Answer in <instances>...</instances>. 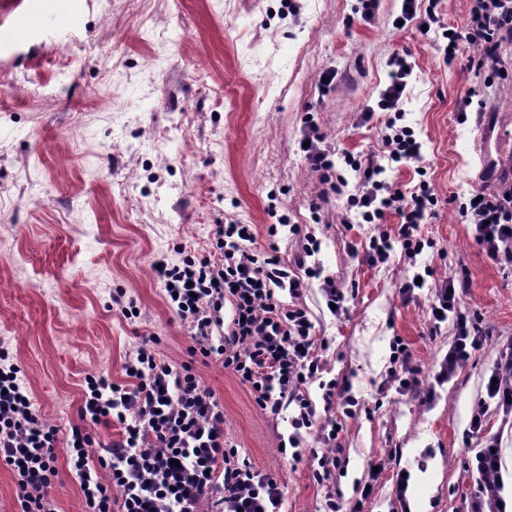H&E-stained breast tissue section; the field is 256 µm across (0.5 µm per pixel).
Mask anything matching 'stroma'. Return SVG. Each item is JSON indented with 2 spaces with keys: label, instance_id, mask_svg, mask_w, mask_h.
Masks as SVG:
<instances>
[{
  "label": "stroma",
  "instance_id": "stroma-1",
  "mask_svg": "<svg viewBox=\"0 0 512 512\" xmlns=\"http://www.w3.org/2000/svg\"><path fill=\"white\" fill-rule=\"evenodd\" d=\"M358 0H0V28L26 27L0 42V347L16 363L47 422L57 430V512H86L67 446L89 377L125 382L141 337L156 357L192 364L224 410V437L283 487L281 512H324L328 490L359 512H393L392 474L408 471L410 512H468L480 449L464 431L512 341V276L503 274L461 223L458 205L480 190L478 118L456 119V102L476 83L467 66L477 48L446 64L435 33L398 27L401 0H379L371 21ZM57 22L41 25L38 13ZM407 55L413 75L403 100L406 123L422 144L418 162L388 169L390 181H417L439 198L420 231L432 242L408 263L370 265L349 242L368 243L374 224L346 222L342 196L313 221L326 186L299 148L306 119L336 153L382 154L385 117L375 107L389 82L388 62ZM335 71L331 86L322 77ZM321 242L317 258L347 309L332 316L320 282L303 302L327 337L324 379L348 381L357 404L330 414L341 424L346 465L328 485L312 463H288L272 421L246 385L212 362L191 361L190 330L165 302L153 263L181 253L209 256L216 225H251L255 248L292 260L302 238L268 225L279 217ZM431 267L435 281L467 275L461 308L492 335L428 403L386 387L391 344L403 339L425 379L448 351L453 325L428 334L429 288L404 300L399 289ZM123 291L137 313L112 301ZM385 471L369 499L359 486L370 467Z\"/></svg>",
  "mask_w": 512,
  "mask_h": 512
}]
</instances>
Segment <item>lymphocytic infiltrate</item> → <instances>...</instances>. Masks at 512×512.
I'll use <instances>...</instances> for the list:
<instances>
[{
  "label": "lymphocytic infiltrate",
  "instance_id": "1",
  "mask_svg": "<svg viewBox=\"0 0 512 512\" xmlns=\"http://www.w3.org/2000/svg\"><path fill=\"white\" fill-rule=\"evenodd\" d=\"M466 27L452 30L438 47L445 63L456 60L461 44L477 47L468 66L478 80L461 98L458 122H466L469 110L484 111L482 91L512 75L502 49L512 42V0H472ZM389 83L379 94L376 110L386 114L383 138L385 160L372 153L343 154L321 148L316 126H309L306 156L331 192L346 187V171L359 181L346 205L365 224L382 225L370 239V263H386L394 250L415 261L428 247L420 226L433 217L439 199L427 180L401 189L386 177L387 164L403 165L421 155L414 129L406 125L402 89L410 73L408 61L394 55ZM398 223L385 229L388 214ZM463 221L472 224L474 239L486 256L512 274V190L486 193L481 199L460 204ZM250 225L230 223L215 228V255L197 258L184 255L179 262H161L156 273L171 309L191 329L190 363L174 368L156 358L153 339L142 340L134 358L125 365L126 382L105 378L87 381L81 419L94 422L112 419L121 426L117 439L94 450L91 435L73 427L68 445L70 461L79 479L88 512H112V488L122 492L121 512H280L283 490L269 474L240 458L237 448L224 438V412L213 394L204 388L192 369L194 359L221 362L249 390L257 407L275 419L291 410L288 435L292 461L315 460L312 478L323 484L344 468L334 418L321 414L306 393L307 384L318 383L325 405L355 399L337 381H322L320 356L326 341L316 338L309 312L299 303L309 280L322 281L326 302L343 307L345 294L316 261L321 244L307 238L291 265L277 255H258L249 248ZM467 278L446 281L436 287L429 301V333L437 335L442 323L452 322L454 336L448 352L426 384L412 361L407 345L395 339L388 380L398 394L430 401L434 384L453 378L482 347L490 334L479 316L462 312ZM232 305V319H225V305ZM512 414V342L504 343L485 397L479 398L466 430L479 440L475 456L478 473L472 512H507L501 502L504 481L499 467L501 435L487 426L490 407ZM57 431L35 406L20 369L0 348V461L10 466L17 479L21 512H55L51 487L56 475L53 448ZM318 445L306 448V435ZM110 470L111 484H103L100 470Z\"/></svg>",
  "mask_w": 512,
  "mask_h": 512
}]
</instances>
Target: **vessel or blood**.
Wrapping results in <instances>:
<instances>
[{
  "label": "vessel or blood",
  "mask_w": 512,
  "mask_h": 512,
  "mask_svg": "<svg viewBox=\"0 0 512 512\" xmlns=\"http://www.w3.org/2000/svg\"><path fill=\"white\" fill-rule=\"evenodd\" d=\"M478 130L476 150L482 184L488 188L512 186V114L480 113Z\"/></svg>",
  "instance_id": "obj_1"
}]
</instances>
